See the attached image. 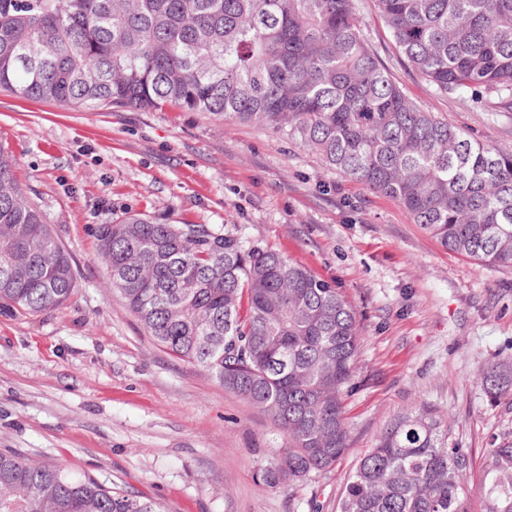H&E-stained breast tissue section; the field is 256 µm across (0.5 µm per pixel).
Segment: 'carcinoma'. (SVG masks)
I'll return each mask as SVG.
<instances>
[{"mask_svg": "<svg viewBox=\"0 0 512 512\" xmlns=\"http://www.w3.org/2000/svg\"><path fill=\"white\" fill-rule=\"evenodd\" d=\"M398 51L443 95L512 112V0H376ZM0 89L74 108L175 106L300 140L395 199L444 248L512 267V150L410 101L355 0H0ZM109 282L143 328L286 436L262 489L331 469L361 348L354 306L280 252L209 224L135 213L96 232ZM75 287L70 255L0 148V310L38 314ZM512 400V358L477 371ZM479 478H474V470ZM512 512V438L475 466L426 406L396 417L350 474L340 512ZM0 512H164L62 465L0 451Z\"/></svg>", "mask_w": 512, "mask_h": 512, "instance_id": "1", "label": "carcinoma"}]
</instances>
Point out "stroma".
<instances>
[{"label": "stroma", "mask_w": 512, "mask_h": 512, "mask_svg": "<svg viewBox=\"0 0 512 512\" xmlns=\"http://www.w3.org/2000/svg\"><path fill=\"white\" fill-rule=\"evenodd\" d=\"M365 37L413 102L512 149L493 94L442 95L398 52L375 0ZM0 147L70 254L76 288L40 314L0 312V449L63 464L165 512H339L350 472L398 414L424 403L481 458L512 434L480 361L512 356V268L446 250L394 199L298 140L174 109H79L0 92ZM209 224L306 267L356 308L363 336L345 400L349 450L328 472L261 489L285 434L205 370L167 353L108 285L96 229L129 213Z\"/></svg>", "instance_id": "obj_1"}]
</instances>
